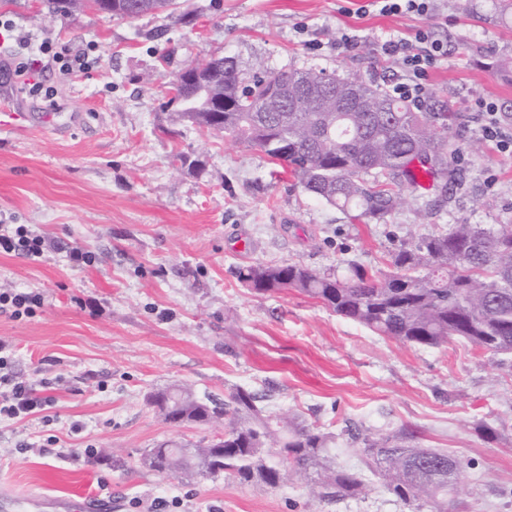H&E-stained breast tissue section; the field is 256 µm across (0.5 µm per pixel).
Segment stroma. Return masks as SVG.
I'll return each instance as SVG.
<instances>
[{"label": "stroma", "instance_id": "35a3bbf8", "mask_svg": "<svg viewBox=\"0 0 512 512\" xmlns=\"http://www.w3.org/2000/svg\"><path fill=\"white\" fill-rule=\"evenodd\" d=\"M175 13L115 20L94 11L47 14L44 0H0L17 28L100 59L55 85L54 102H33L0 70V97L28 112L83 114L85 127L0 138V224H26L48 251L31 261L0 253V289L44 294L34 317L0 315V340L16 368L49 382L54 419L0 424V489L35 499L37 512H66L84 495L109 512H144L157 498L169 512H415L370 476L364 494L312 499L313 474L279 487L242 485L151 470L164 441L205 446L223 422L169 424L150 403L172 387L224 399L257 392L273 414L333 434L332 463L361 468L357 435L417 429L423 443L462 458L456 512H512V370L507 358L452 341L425 348L373 334L294 291L259 294L241 267L300 263L345 277L351 266L383 268L390 251L461 221L512 218V151L481 139L479 105L512 108V24L507 0H435L430 15L382 16L370 0H178ZM433 28L449 55L429 73L430 107L456 112L452 140L463 181L424 217L413 192L383 224L362 223L301 188L257 148L179 121L168 81L193 63L236 56L242 69L315 68L363 74L388 87L402 72L381 53L385 40ZM352 30L359 47L336 46ZM183 153L189 164L172 163ZM78 247L92 265L70 263ZM495 435H488L485 424ZM55 445H46L48 436ZM96 448L90 463L75 448Z\"/></svg>", "mask_w": 512, "mask_h": 512}]
</instances>
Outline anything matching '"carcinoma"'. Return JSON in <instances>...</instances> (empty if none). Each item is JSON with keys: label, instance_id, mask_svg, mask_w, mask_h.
Instances as JSON below:
<instances>
[{"label": "carcinoma", "instance_id": "cac0c4a2", "mask_svg": "<svg viewBox=\"0 0 512 512\" xmlns=\"http://www.w3.org/2000/svg\"><path fill=\"white\" fill-rule=\"evenodd\" d=\"M96 0H46L49 13L78 15ZM206 84L181 85L167 105L199 128L260 149L291 175L311 197L353 212L366 223L386 222L415 186L417 171L441 182L439 198L424 204L432 214L457 180L449 136L452 112H417L360 76H328L290 69L291 112H253L251 104L272 90L277 74L261 62L245 73L232 55L205 65ZM231 93L237 111L214 118L207 100ZM240 279L258 293L293 288L337 315L380 336L423 347L461 339L488 352L512 354V222L484 226L463 221L437 229L415 245L389 253L386 269L357 267L340 279L307 266L257 264L239 269ZM191 420L229 419L223 441L209 445L213 462L206 473H226L240 484L278 487L288 470L317 471V497H352L365 489L356 474L327 465L333 436L282 415H263L257 393L238 389L227 399H199L175 387L164 394ZM420 434L403 427L389 435H364L361 451L388 493L406 505L448 512V494L463 472L459 458L420 446ZM179 447L167 441L151 449L149 468ZM277 449L270 459L265 449Z\"/></svg>", "mask_w": 512, "mask_h": 512}]
</instances>
